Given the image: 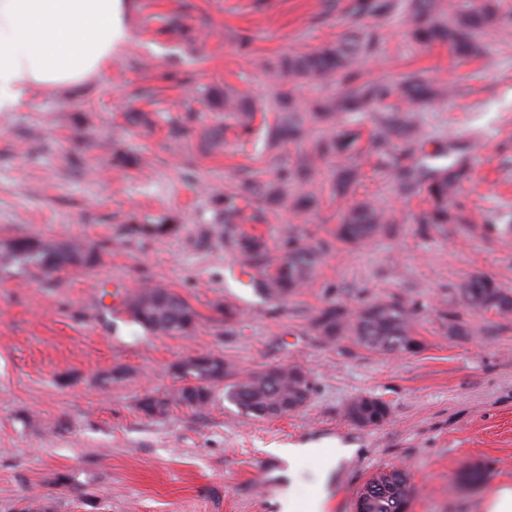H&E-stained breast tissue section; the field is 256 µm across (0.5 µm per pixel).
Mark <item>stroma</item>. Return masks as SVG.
<instances>
[{"instance_id": "35a3bbf8", "label": "stroma", "mask_w": 512, "mask_h": 512, "mask_svg": "<svg viewBox=\"0 0 512 512\" xmlns=\"http://www.w3.org/2000/svg\"><path fill=\"white\" fill-rule=\"evenodd\" d=\"M361 2L133 0L129 39L100 78L79 93L33 89L0 112V241L78 240L99 253L92 268L50 276L0 270V512H22L35 495L54 512H281L289 490L324 496L325 512H357L364 484L393 468L415 487L406 512H481L487 492L512 486V315L458 300L475 273L512 289V24L460 59L415 42L405 7L371 17ZM372 36L377 49L357 57L360 80L413 74L448 89L418 113V136L437 164L466 160L451 202L465 223L420 231L424 195L401 194L370 163L354 197L396 222L366 243L334 239L345 202L331 199L324 173L311 186L313 209L256 201L228 218L225 194L273 181L300 155L262 147L278 81L260 61ZM228 88L256 108L251 134L225 117ZM131 112L143 122L130 123ZM117 151L137 164L114 168ZM135 225L164 231L135 235ZM286 231L324 247L309 286L275 302L233 280L243 233L262 236L275 256ZM144 284L185 297L200 315L196 330L155 336L125 308L109 309L113 286ZM336 297L415 304L420 350L324 344L311 320ZM225 303L239 309L237 322L215 312ZM451 314L468 335L447 334ZM207 353L241 374L304 366L314 390L277 419L244 414L220 385L199 410L141 411L143 398L177 388L174 363ZM360 395L384 400L389 421L349 422L345 407ZM305 447L346 454L325 480L320 459L274 454ZM469 465L482 468L480 481L461 478Z\"/></svg>"}]
</instances>
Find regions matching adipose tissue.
I'll return each instance as SVG.
<instances>
[{"label":"adipose tissue","mask_w":512,"mask_h":512,"mask_svg":"<svg viewBox=\"0 0 512 512\" xmlns=\"http://www.w3.org/2000/svg\"><path fill=\"white\" fill-rule=\"evenodd\" d=\"M124 0H0V112L33 87L81 90L127 38Z\"/></svg>","instance_id":"adipose-tissue-1"}]
</instances>
